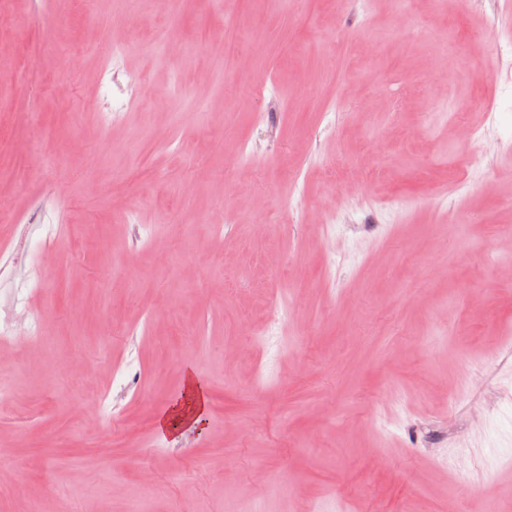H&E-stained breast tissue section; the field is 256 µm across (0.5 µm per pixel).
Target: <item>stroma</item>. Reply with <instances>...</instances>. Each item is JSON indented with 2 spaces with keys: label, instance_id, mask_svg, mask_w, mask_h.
<instances>
[{
  "label": "stroma",
  "instance_id": "obj_1",
  "mask_svg": "<svg viewBox=\"0 0 512 512\" xmlns=\"http://www.w3.org/2000/svg\"><path fill=\"white\" fill-rule=\"evenodd\" d=\"M509 39L505 0H0V512H512ZM207 404L204 384L194 374L188 373L183 394L157 420V426L163 433L195 429L205 422Z\"/></svg>",
  "mask_w": 512,
  "mask_h": 512
}]
</instances>
